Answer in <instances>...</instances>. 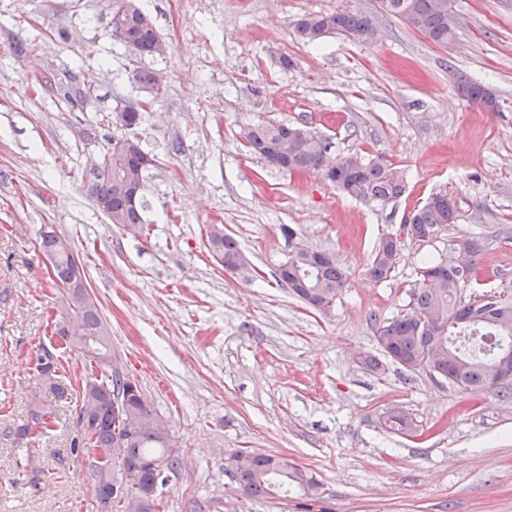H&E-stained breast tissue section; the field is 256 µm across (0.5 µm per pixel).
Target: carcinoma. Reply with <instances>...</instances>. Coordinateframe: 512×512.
Returning a JSON list of instances; mask_svg holds the SVG:
<instances>
[{
	"label": "carcinoma",
	"mask_w": 512,
	"mask_h": 512,
	"mask_svg": "<svg viewBox=\"0 0 512 512\" xmlns=\"http://www.w3.org/2000/svg\"><path fill=\"white\" fill-rule=\"evenodd\" d=\"M380 9L401 19L411 29L433 43H448L455 35L458 18L452 0H379ZM107 23L112 37L132 54L163 56L168 45L157 34L150 16L139 0H112ZM295 34L307 44H316L331 35H342L361 43H375L381 33L374 16L351 10L308 13L293 22ZM458 97L485 112L498 111L495 92L487 84L463 75L450 74ZM133 78L149 86L154 97L164 95L162 75L135 69ZM246 140L252 151L269 165L290 174L316 170L328 150L327 142L300 124L259 123L248 128ZM130 152L109 153L104 146L91 168V193L97 208L112 224L124 226L132 234L142 231L144 199L133 203L128 183L144 184L149 167L143 165L148 154L140 141ZM328 180L351 197L385 204L404 195L406 181L402 169L379 158H367L358 152L338 158L337 168ZM452 199L437 196L415 209L411 224L419 232L434 234L456 223ZM286 265L293 276L288 279L292 294L310 308L328 315L346 282V271L337 259L296 237ZM210 250L225 270L245 279L252 276L251 265L237 241L224 233L221 224L208 228ZM41 246L62 284V307L67 320L59 324L58 335L99 366L102 378H87L77 413L82 436L98 451L90 463L95 484L111 486L108 494L98 496L103 509L118 507V512H155L156 490L165 480L164 472L181 466V459L169 444L167 423L149 406L137 385L112 367V343L102 321L99 305L88 293L86 274L74 250L61 249L62 241L54 232L43 233ZM468 252L458 261L455 256L428 260L419 268V277L410 291L408 310L388 321L376 324V340L383 355L406 370H417L415 358L427 346L441 351L440 368L444 379L476 397L487 391L509 400L512 383L497 384V361L501 351L485 338L500 336L512 353V305L495 307L463 302L461 289L478 281V259L484 246L479 239L465 242ZM399 260L398 243L387 238L377 246L366 274L375 282L391 278ZM38 377L58 394V367L46 351L36 365ZM32 425L20 429L25 436L32 426L46 433L56 424L53 408L36 404L30 410ZM386 430L410 436L419 428L416 420L399 405H390L378 416ZM225 472L239 489L250 497H288L297 491L313 500L319 484L313 474L278 455L236 451L227 457Z\"/></svg>",
	"instance_id": "1"
}]
</instances>
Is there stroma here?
<instances>
[{"label":"stroma","mask_w":512,"mask_h":512,"mask_svg":"<svg viewBox=\"0 0 512 512\" xmlns=\"http://www.w3.org/2000/svg\"><path fill=\"white\" fill-rule=\"evenodd\" d=\"M106 2L0 0V512H102L94 448L70 452L93 368L55 333L61 292L39 246L45 230L79 251L115 367L168 423L182 464L159 486L156 512H303L294 499L242 495L224 472L236 450L312 471L323 512H512V400L358 361L378 352L376 322L405 311L424 258L480 238L489 275L471 291L512 280V0H453L461 26L445 45L378 0H141L169 45L141 62L165 77L157 101L133 80L139 62L112 39ZM334 9L374 15L382 39L297 38L294 20ZM452 69L492 86L498 111L460 99ZM83 82L94 93L72 96ZM132 101L151 104L130 134L156 160L135 235L89 193V171ZM268 121L308 126L332 155L405 168L406 193L374 205L322 172L269 166L245 139ZM439 193L453 198L458 222L403 241L391 278L370 280L378 241ZM212 224L237 240L253 281L213 259ZM290 228L347 272L330 316L278 278ZM45 349L64 398L34 376ZM39 400L56 407L57 424L19 436ZM391 404L424 435L382 429ZM29 456L42 476L26 468Z\"/></svg>","instance_id":"35a3bbf8"}]
</instances>
